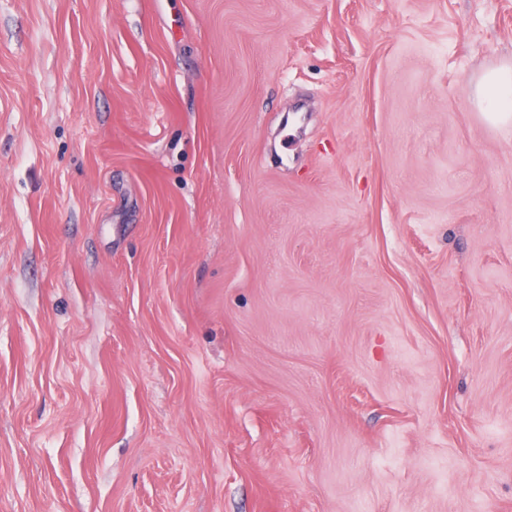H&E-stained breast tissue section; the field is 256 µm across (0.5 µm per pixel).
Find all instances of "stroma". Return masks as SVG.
Returning <instances> with one entry per match:
<instances>
[{
  "instance_id": "stroma-1",
  "label": "stroma",
  "mask_w": 512,
  "mask_h": 512,
  "mask_svg": "<svg viewBox=\"0 0 512 512\" xmlns=\"http://www.w3.org/2000/svg\"><path fill=\"white\" fill-rule=\"evenodd\" d=\"M512 0H0V512H512ZM474 99L489 123L510 132L512 125V67L485 73L476 82Z\"/></svg>"
}]
</instances>
